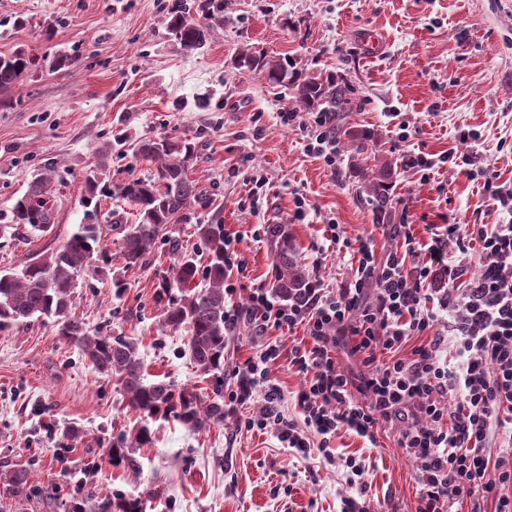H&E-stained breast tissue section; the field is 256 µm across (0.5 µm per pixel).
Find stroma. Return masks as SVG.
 Listing matches in <instances>:
<instances>
[{
    "mask_svg": "<svg viewBox=\"0 0 512 512\" xmlns=\"http://www.w3.org/2000/svg\"><path fill=\"white\" fill-rule=\"evenodd\" d=\"M199 23L215 20L206 44L184 49L168 27L173 14ZM377 36L370 49L367 36ZM267 57L291 56L308 72H332L357 90L343 128L374 131L377 140L353 154L337 140V164L328 168L307 152L303 125L287 87L265 71L238 68L242 49ZM23 52L37 66L0 95V270L14 269L61 246L83 223L88 181L98 175V150L116 132L124 138L108 159V182L153 172L137 156L145 138L193 140L189 175L216 201V213L187 211L178 225L187 251L199 240L196 225L220 224L240 236L245 288H270L272 258L265 241L252 239L258 224L288 225L312 275L327 288L350 283L361 240L383 254L399 244L390 225L376 221L366 176L392 167L393 215L407 213L419 243L436 228L506 224L512 215L483 188L492 179L512 188V0H0V55ZM72 58L57 72L59 55ZM294 113L283 124L281 113ZM407 141H400V131ZM473 135L470 146L459 135ZM451 159L430 178L406 169V152ZM474 154L478 174L464 162ZM53 171V235L31 241L8 226L10 208L33 175ZM266 177L267 196L249 205L250 179ZM310 204L307 218H292L293 198ZM135 222L133 206L101 198L97 221L112 271L126 287L85 280L72 311L89 329L110 331L138 344L145 382L209 391L186 347L183 332L163 330L157 302L170 259L156 245L145 266L126 268L110 231L112 210ZM344 243L331 244L328 223ZM303 329L277 336L279 356L269 378L282 408L297 418L295 397L306 383L289 366ZM263 338L240 328L224 351V386ZM258 401L235 407L223 425L192 431L150 420V444L133 466H112L104 454L117 434L134 432L141 419L115 379L99 374L40 318L0 331V475L26 467L28 481L48 491L83 482L101 493L141 498L146 512H340L351 489L345 471L320 456H297L274 430L241 429L239 420ZM83 436H69V428ZM377 445L349 431L330 441L335 455L365 465L368 512H415L417 472L398 445V431L382 427Z\"/></svg>",
    "mask_w": 512,
    "mask_h": 512,
    "instance_id": "35a3bbf8",
    "label": "stroma"
}]
</instances>
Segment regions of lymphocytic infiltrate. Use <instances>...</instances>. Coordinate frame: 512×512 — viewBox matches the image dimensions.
Listing matches in <instances>:
<instances>
[{
  "label": "lymphocytic infiltrate",
  "instance_id": "f902f5d3",
  "mask_svg": "<svg viewBox=\"0 0 512 512\" xmlns=\"http://www.w3.org/2000/svg\"><path fill=\"white\" fill-rule=\"evenodd\" d=\"M400 251L377 256L361 243L354 280L344 288H313L306 305L281 304L252 289L247 308L230 306L228 331L249 326L255 335L304 327L306 348L290 363L309 380L295 398L299 419L279 408L282 394L268 378L279 355L269 343L235 372L229 403L261 396L246 429L275 428L280 442L301 455L318 452L340 462L355 495L342 512H367L365 467L356 457L336 459L330 440L340 429L376 442L381 425L397 428L398 444L418 470L416 512H512V224H445L420 248L408 224L395 225ZM459 239L460 254L477 247L481 272L470 288L433 289L440 270L455 272L446 246ZM418 256L406 266V255ZM427 345L404 353L411 337ZM355 356L359 369L342 366ZM318 444H311V437ZM497 455H490V448Z\"/></svg>",
  "mask_w": 512,
  "mask_h": 512
}]
</instances>
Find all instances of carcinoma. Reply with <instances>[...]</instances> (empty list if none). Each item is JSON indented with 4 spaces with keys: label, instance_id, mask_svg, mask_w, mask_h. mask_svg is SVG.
<instances>
[{
    "label": "carcinoma",
    "instance_id": "carcinoma-1",
    "mask_svg": "<svg viewBox=\"0 0 512 512\" xmlns=\"http://www.w3.org/2000/svg\"><path fill=\"white\" fill-rule=\"evenodd\" d=\"M169 28L187 50L201 48L207 41L211 26L201 25L181 14L172 16ZM237 65L260 68L274 83L287 82L297 106L309 112H328L331 124L341 114L350 112L355 104L354 89L346 81L333 76L307 74L298 62L289 58L267 59L242 52ZM33 66V60L20 53L0 56V92L16 85ZM351 149L362 154L374 140L370 131L347 133ZM141 158L155 163V171L146 178L129 177L112 186H103L111 197L133 204L139 219L135 224H122L115 215L112 226L119 229V253L125 268L146 263L156 243L168 246L173 262L170 276L160 284L159 300L164 302L161 326L169 331L187 332V346L198 373L211 379L212 393L202 394L193 388L174 391L169 383L146 384L143 364L137 344L124 337L100 330L89 331L85 323L72 314L75 290L81 275L111 280L120 293L125 282L111 275L112 257L103 243V225L92 221L95 213H85L87 222L77 225L59 248L21 269L0 271V330L28 322L31 318H56L57 333L62 340L77 347L85 359L100 374L116 378L128 400V405L147 418L171 417L192 430L222 425L228 415L224 409V226L198 224L196 235L203 246L208 264L201 268L193 255L182 250L175 236V225L190 208L207 210L213 201L191 180L188 171L195 154L192 142L144 140L138 147ZM389 164L369 175L368 193L375 205L377 220H390L392 205ZM52 174L41 173L29 180L26 190L16 198L11 208V223L17 234L44 237L53 232L55 214L52 204ZM266 238L275 268L271 285L273 295L285 303L302 304L314 287L306 263L300 258L294 238L286 224H269ZM207 281L200 290L190 287L197 277ZM151 431L146 425L137 430L134 442L120 436L108 443L105 456L113 464L132 461L133 449L150 443ZM9 498L15 504L0 500V512H16L25 502L37 496L29 484L27 470L20 467L6 477ZM54 507L67 512H143L140 498L102 495L88 488H78L67 497H53Z\"/></svg>",
    "mask_w": 512,
    "mask_h": 512
}]
</instances>
